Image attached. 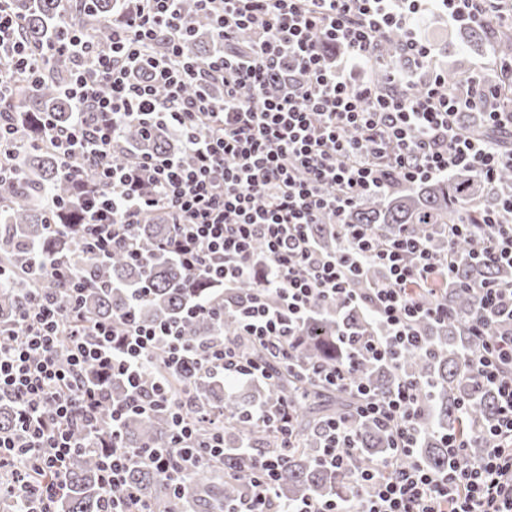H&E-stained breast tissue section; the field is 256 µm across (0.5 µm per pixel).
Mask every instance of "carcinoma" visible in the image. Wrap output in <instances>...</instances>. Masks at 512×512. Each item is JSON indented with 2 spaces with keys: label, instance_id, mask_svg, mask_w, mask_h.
<instances>
[{
  "label": "carcinoma",
  "instance_id": "carcinoma-1",
  "mask_svg": "<svg viewBox=\"0 0 512 512\" xmlns=\"http://www.w3.org/2000/svg\"><path fill=\"white\" fill-rule=\"evenodd\" d=\"M65 0H14L12 8L22 17V37L38 48L59 42L67 31L59 23L65 12ZM128 7L124 0H89L81 21L89 39L101 50L112 45V26ZM182 9L192 32L184 52L204 59L215 52L216 40L209 22L196 13L193 0H184ZM401 34L386 35L381 45L384 58L399 61ZM70 62L57 58L44 71L38 85L26 79L18 80L10 103L0 110L6 124L12 127L6 145L0 151L13 152L14 172L0 182V327L16 329V317L26 301L25 289L37 282L53 284L51 263L57 258L68 261L80 276L95 284L81 298L84 312L96 320L111 321L128 310L134 290L148 288L146 299L135 308L136 318L143 323L177 322L183 327L185 339L193 344L206 341L224 332L233 336L237 323L232 310H224L218 320L191 317L188 310L204 303L224 300V289L191 278L176 256L158 253L156 244L174 236L173 226L154 218L140 224L134 234L148 262L136 264L117 251L105 262L84 257L75 243L74 235H55L47 225L79 223L78 198L93 186L83 156L68 160L73 171L64 176L62 160L48 145L40 143L39 119L51 113L61 126L73 120L71 102L64 96ZM183 135L171 128L154 126L145 129L131 121L123 128L122 138L112 150V163L125 164L131 155L148 153L185 155ZM512 184V173L505 170L493 183L472 174H455L446 179L427 181L414 186H401L384 194L370 196L353 208L348 215L351 224H366L383 237L401 230L405 224L413 233L427 234L434 248L446 245L445 227L448 224H471L465 206L477 199L486 210L498 206L500 190ZM45 197H53L59 208L52 213L42 207ZM314 238L326 253L339 247L334 226L314 225ZM476 239L461 238L454 252L452 282L438 284L448 301V322L437 325L424 322L420 329L425 348L401 356L398 367L361 360L353 377L369 383L377 392L386 393L399 376L411 377L421 384L418 396L420 447L417 456L435 469L448 467V449L444 435L450 429L470 430L491 422L496 416L497 401L494 388L473 374L467 351L471 346L468 326L474 312L468 286L481 282H497L512 286V268L485 264L474 258ZM371 329L366 316L355 312L346 315L340 304L317 312L303 331L299 348L301 360L308 365L332 363L348 356L338 349L337 333L343 319ZM243 349L261 362L275 376L276 382L252 391L224 389L220 375L212 374L191 381L176 382V396L201 405L209 411L224 415V465L239 453L248 442L253 453L261 457L274 447V435L266 428L252 426L240 418L249 405L282 400L292 406L295 426L301 434V448L288 459L277 482L280 498L290 503L312 496L345 497L350 488L342 474L318 466L316 457L322 439L323 426L330 418L346 417L355 406L354 395L348 391L332 390L311 376L301 377L283 368L266 351L248 340L240 339ZM151 368L145 373L146 385H152L154 375L166 370L164 353L154 351ZM108 401L101 410L99 426L106 429L111 407L126 397L125 382L108 378L105 384ZM361 436L358 462L369 464L389 451L384 432L376 425L356 424ZM126 443L131 448H166L170 441L168 414L131 415L125 421ZM98 456L83 451L72 456L67 487L60 498V512H99L102 489L98 482ZM250 483L249 475L239 472L231 477L221 476V470L203 465L189 475L185 497L194 512H224V507L239 500ZM129 484L139 497L160 510L173 512L176 508L170 484L154 471L136 468L129 474Z\"/></svg>",
  "mask_w": 512,
  "mask_h": 512
}]
</instances>
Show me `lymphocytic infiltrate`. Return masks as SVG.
I'll use <instances>...</instances> for the list:
<instances>
[{"label": "lymphocytic infiltrate", "mask_w": 512, "mask_h": 512, "mask_svg": "<svg viewBox=\"0 0 512 512\" xmlns=\"http://www.w3.org/2000/svg\"><path fill=\"white\" fill-rule=\"evenodd\" d=\"M10 2L0 0V106L17 78H39V51L20 37ZM181 2L137 0L113 28L108 53L84 36L78 17L65 18L69 36L57 51L72 61L65 92L76 117L66 127L44 117L41 138L61 157H86L109 193L85 199L78 228L55 224L52 233L77 232L98 260L121 251L141 262L133 228L162 215L176 234L157 251L174 252L193 276L227 288L257 281L236 306L238 336L291 370L301 366L302 330L322 306L341 303L381 327L350 340V359L311 370L358 396L352 417L325 427L319 457L321 466L347 474L351 496L280 501L276 483L300 434L290 407L279 402L249 409V420L273 432L278 446L262 457L242 450L250 486L224 512H512V336L486 332L489 322L512 319V288L470 287L477 308L469 359L496 388L497 420L477 437L446 433L449 467L432 470L416 454L417 383L401 377L381 395L354 380L352 369L359 357L397 364L402 352L421 347L422 321L447 320L446 300L425 303L419 294L450 276L453 253L435 251L424 235L403 230L383 238L347 221L365 196L397 185L457 173L492 182L512 170V61L501 64L499 79L475 70L452 82L416 29L433 4L452 26H477L496 38L500 0H197L224 44L223 54L203 60L183 53L190 29ZM243 30L252 35L244 51L236 44ZM391 30L404 34L400 65L380 53ZM360 65L384 70V83L357 77ZM214 82L223 87L222 100L208 93ZM469 113L500 130L503 143L473 136L463 122ZM132 120L179 130L185 157L141 155L114 166L112 148ZM475 216V223L449 226V243L474 233L483 262L512 264V190L499 210ZM324 222L340 239L333 255L315 245L312 229ZM371 265L384 277L359 292L355 279ZM53 277L55 287L32 289L18 336L0 341V399L15 407L12 430L0 432V492L23 498V512H58L68 461L80 448L75 430H96L105 399V387L86 377L94 362L129 390L112 407L109 444L98 450L100 512H154L127 482L135 467L164 476L183 498L189 471L223 459L224 419L209 415V429L201 431L190 408L172 396L169 376L219 372L237 384L270 383L273 375L244 356L238 336L193 346L179 324H143L130 311L110 322L89 319L79 303L84 282L60 266ZM61 294L68 307L59 305ZM159 348L167 374L148 388L143 375ZM162 409L170 415L168 448L128 447L127 416ZM361 419L378 423L390 439L389 454L365 468L354 464V423ZM474 442L482 455L465 457Z\"/></svg>", "instance_id": "lymphocytic-infiltrate-1"}]
</instances>
